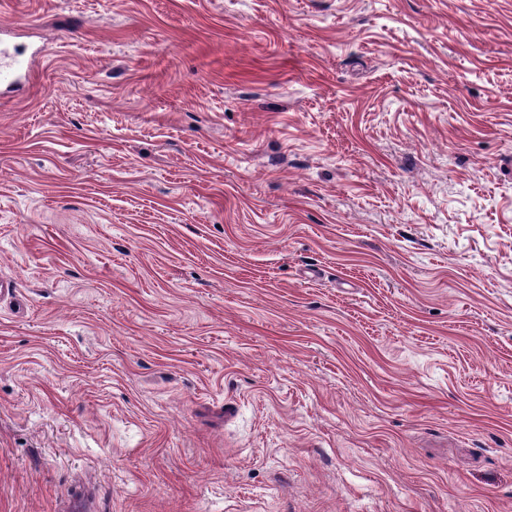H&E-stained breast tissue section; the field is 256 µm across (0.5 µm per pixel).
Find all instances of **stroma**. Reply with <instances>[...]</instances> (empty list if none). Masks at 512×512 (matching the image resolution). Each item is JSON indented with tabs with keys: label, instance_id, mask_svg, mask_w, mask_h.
I'll list each match as a JSON object with an SVG mask.
<instances>
[{
	"label": "stroma",
	"instance_id": "35a3bbf8",
	"mask_svg": "<svg viewBox=\"0 0 512 512\" xmlns=\"http://www.w3.org/2000/svg\"><path fill=\"white\" fill-rule=\"evenodd\" d=\"M0 512H512V0H0Z\"/></svg>",
	"mask_w": 512,
	"mask_h": 512
}]
</instances>
